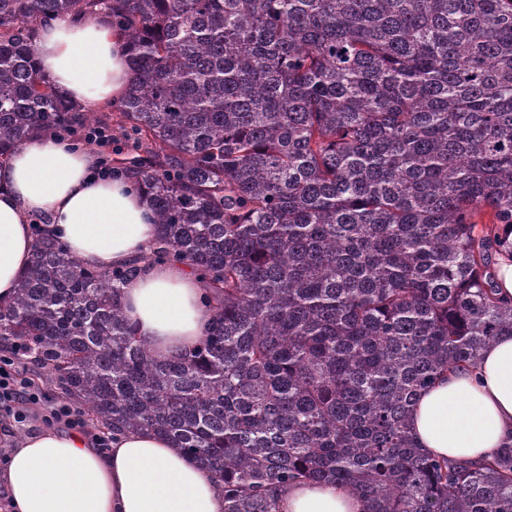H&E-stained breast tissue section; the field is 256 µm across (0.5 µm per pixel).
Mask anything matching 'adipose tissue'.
<instances>
[{"mask_svg": "<svg viewBox=\"0 0 512 512\" xmlns=\"http://www.w3.org/2000/svg\"><path fill=\"white\" fill-rule=\"evenodd\" d=\"M119 33L61 17L40 29V71L65 97L98 106L119 100L131 71ZM96 155L55 136H36L0 162V302H9L33 258L30 222L40 216L81 262L109 270L141 259L157 237L146 195L128 179L102 180ZM122 303L153 356L168 360L192 347L209 314L198 278L183 265L152 268L130 280ZM411 429L428 453L480 461L512 435V336L483 352L476 372L458 370L421 392ZM12 512H224L207 470L170 441L118 433L107 452L90 434L43 429L18 439L0 470ZM281 512H364L337 484L301 482Z\"/></svg>", "mask_w": 512, "mask_h": 512, "instance_id": "ef3b65f1", "label": "adipose tissue"}]
</instances>
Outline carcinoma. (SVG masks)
Returning <instances> with one entry per match:
<instances>
[{
    "instance_id": "obj_1",
    "label": "carcinoma",
    "mask_w": 512,
    "mask_h": 512,
    "mask_svg": "<svg viewBox=\"0 0 512 512\" xmlns=\"http://www.w3.org/2000/svg\"><path fill=\"white\" fill-rule=\"evenodd\" d=\"M60 16L123 37L132 80L100 122L158 233L107 271L37 225L0 305L22 384L171 440L224 512H280L302 481L366 512H512V441L450 461L408 427L420 391L512 335V0H0V160L95 118L36 66ZM175 263L211 318L161 362L120 294Z\"/></svg>"
}]
</instances>
